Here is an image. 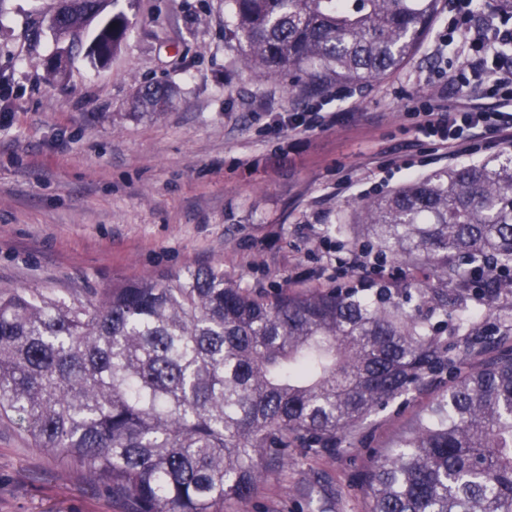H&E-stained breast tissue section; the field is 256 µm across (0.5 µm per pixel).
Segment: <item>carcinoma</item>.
<instances>
[{
	"label": "carcinoma",
	"mask_w": 512,
	"mask_h": 512,
	"mask_svg": "<svg viewBox=\"0 0 512 512\" xmlns=\"http://www.w3.org/2000/svg\"><path fill=\"white\" fill-rule=\"evenodd\" d=\"M117 0H70L50 26L53 79L84 47L107 62ZM244 68L314 92L378 80L417 51L438 0H226ZM165 85L134 107L167 109ZM406 277L257 297L212 265L75 292L0 290V418L63 453L125 512H223L288 462L336 450L446 361L448 305L512 294V156L440 169L351 207L336 228ZM512 317L469 339L479 364L377 456L368 512H512Z\"/></svg>",
	"instance_id": "1"
}]
</instances>
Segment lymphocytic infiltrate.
<instances>
[{
	"label": "lymphocytic infiltrate",
	"mask_w": 512,
	"mask_h": 512,
	"mask_svg": "<svg viewBox=\"0 0 512 512\" xmlns=\"http://www.w3.org/2000/svg\"><path fill=\"white\" fill-rule=\"evenodd\" d=\"M448 12V37L443 44L453 47L461 68L442 84L441 93L454 97L455 104H426L417 113V128L460 152L510 144L512 54L500 53L498 47L512 43V23L488 20L476 0H448ZM475 93L491 98V105L473 103Z\"/></svg>",
	"instance_id": "lymphocytic-infiltrate-1"
}]
</instances>
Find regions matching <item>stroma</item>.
<instances>
[{
	"mask_svg": "<svg viewBox=\"0 0 512 512\" xmlns=\"http://www.w3.org/2000/svg\"><path fill=\"white\" fill-rule=\"evenodd\" d=\"M56 0H0V290L66 296L198 264L252 293L336 283V226L363 198L435 170L502 155L451 154L418 133L413 110L457 70L434 58L448 0L419 49L354 96L309 98L287 78L260 81L224 35V0H119L130 30L105 66L76 58L63 80L43 67L57 45ZM168 84L159 115L134 113L137 88ZM340 113L326 128H289L292 112ZM448 370L357 427L335 451H295L250 499L224 512H367L375 455L414 426L450 380L475 366L445 335ZM0 512H124L83 469L32 447L0 419Z\"/></svg>",
	"mask_w": 512,
	"mask_h": 512,
	"instance_id": "1",
	"label": "stroma"
}]
</instances>
